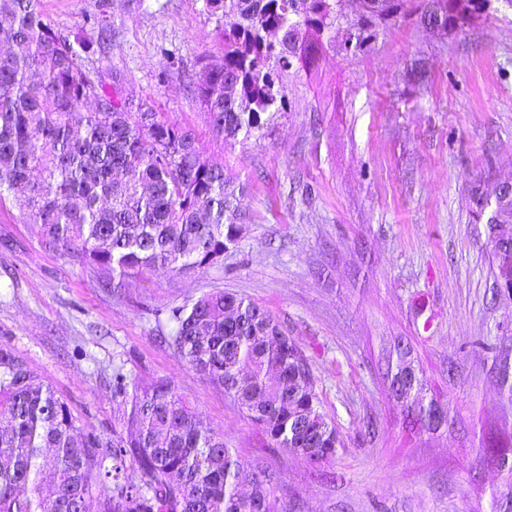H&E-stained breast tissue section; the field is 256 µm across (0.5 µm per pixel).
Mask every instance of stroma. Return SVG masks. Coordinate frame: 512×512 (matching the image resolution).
<instances>
[{
  "label": "stroma",
  "instance_id": "stroma-1",
  "mask_svg": "<svg viewBox=\"0 0 512 512\" xmlns=\"http://www.w3.org/2000/svg\"><path fill=\"white\" fill-rule=\"evenodd\" d=\"M407 0L369 51L343 43L361 0H343L312 68L280 76L283 109L259 139L213 135L189 88L222 44L204 0H42L55 31L85 36L91 66L126 95L195 128L204 160L247 184L246 232L223 264L166 268L117 288L46 248L12 198L0 201V346L51 386L83 431L127 435L112 377L167 378L250 470L274 476L284 512H491L512 474V298L493 272L473 185L512 181V0L463 31L429 27ZM104 14L107 30L90 24ZM168 81H161V74ZM221 290L279 321L311 364L336 429L319 461L268 447L260 427L164 342L172 307ZM409 352L426 398L448 413L417 427L387 367Z\"/></svg>",
  "mask_w": 512,
  "mask_h": 512
}]
</instances>
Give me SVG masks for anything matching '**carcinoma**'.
I'll use <instances>...</instances> for the list:
<instances>
[{"label": "carcinoma", "mask_w": 512, "mask_h": 512, "mask_svg": "<svg viewBox=\"0 0 512 512\" xmlns=\"http://www.w3.org/2000/svg\"><path fill=\"white\" fill-rule=\"evenodd\" d=\"M340 0H205L224 42L219 63L199 59L191 86L209 129L259 138L279 112L283 59L308 68ZM360 22L377 37L405 0H373ZM0 198L23 202L42 242L106 276L103 286L161 266L178 274L224 262L248 217L247 187L201 160L195 129L123 96L121 80L80 62L78 36L56 32L40 0H0ZM170 338L185 365L222 386L261 426L273 448L296 452L290 418L305 414L317 452L336 444L295 342L252 302L222 290L173 307ZM132 391H127V387ZM127 437L106 441L76 425L69 407L8 348H0V512H245L244 465L191 410L171 381L127 383ZM112 459V466L106 465ZM134 468L135 479L125 476ZM270 473L254 472L250 498L277 512ZM33 495L22 497L21 486Z\"/></svg>", "instance_id": "carcinoma-1"}]
</instances>
